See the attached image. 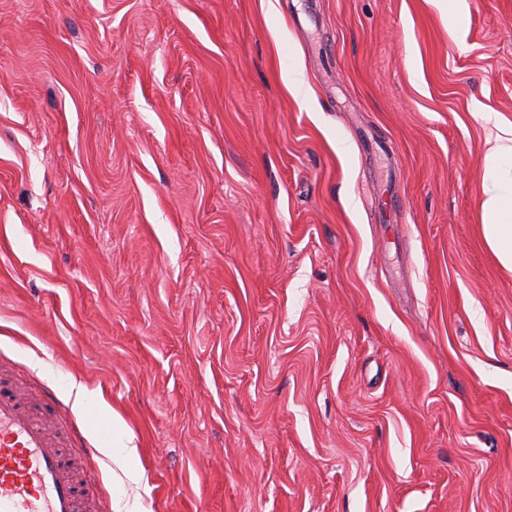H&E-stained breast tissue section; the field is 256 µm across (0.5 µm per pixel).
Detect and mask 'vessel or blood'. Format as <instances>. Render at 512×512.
Here are the masks:
<instances>
[{
    "instance_id": "1",
    "label": "vessel or blood",
    "mask_w": 512,
    "mask_h": 512,
    "mask_svg": "<svg viewBox=\"0 0 512 512\" xmlns=\"http://www.w3.org/2000/svg\"><path fill=\"white\" fill-rule=\"evenodd\" d=\"M76 483L41 424L0 390V512H78Z\"/></svg>"
}]
</instances>
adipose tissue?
I'll use <instances>...</instances> for the list:
<instances>
[{
  "instance_id": "adipose-tissue-1",
  "label": "adipose tissue",
  "mask_w": 512,
  "mask_h": 512,
  "mask_svg": "<svg viewBox=\"0 0 512 512\" xmlns=\"http://www.w3.org/2000/svg\"><path fill=\"white\" fill-rule=\"evenodd\" d=\"M484 167L493 185L482 204L485 237L501 264L512 270V137L486 154Z\"/></svg>"
}]
</instances>
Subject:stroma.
<instances>
[{"instance_id": "1", "label": "stroma", "mask_w": 512, "mask_h": 512, "mask_svg": "<svg viewBox=\"0 0 512 512\" xmlns=\"http://www.w3.org/2000/svg\"><path fill=\"white\" fill-rule=\"evenodd\" d=\"M511 129L512 0H0V374L84 512H512ZM484 167L493 185L482 204L485 237L501 264L512 270V136L485 155Z\"/></svg>"}]
</instances>
